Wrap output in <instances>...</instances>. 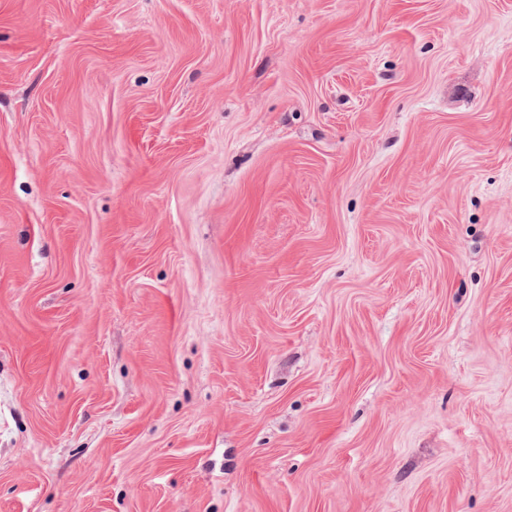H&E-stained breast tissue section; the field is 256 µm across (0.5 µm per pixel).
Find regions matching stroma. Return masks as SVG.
<instances>
[{
    "mask_svg": "<svg viewBox=\"0 0 512 512\" xmlns=\"http://www.w3.org/2000/svg\"><path fill=\"white\" fill-rule=\"evenodd\" d=\"M0 512H512V0H0Z\"/></svg>",
    "mask_w": 512,
    "mask_h": 512,
    "instance_id": "35a3bbf8",
    "label": "stroma"
}]
</instances>
